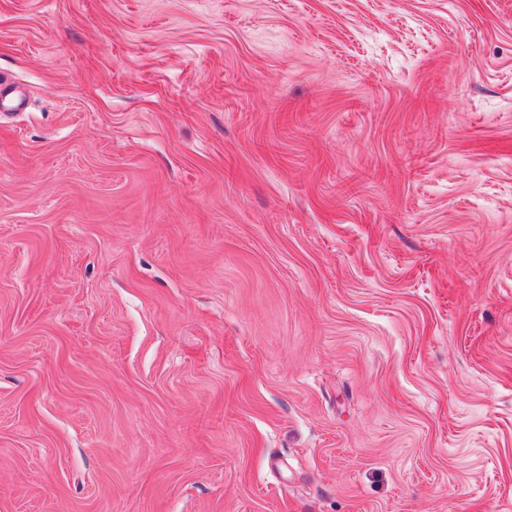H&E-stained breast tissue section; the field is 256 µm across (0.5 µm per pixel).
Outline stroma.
<instances>
[{"mask_svg":"<svg viewBox=\"0 0 512 512\" xmlns=\"http://www.w3.org/2000/svg\"><path fill=\"white\" fill-rule=\"evenodd\" d=\"M0 512H512V0H0Z\"/></svg>","mask_w":512,"mask_h":512,"instance_id":"1","label":"stroma"}]
</instances>
